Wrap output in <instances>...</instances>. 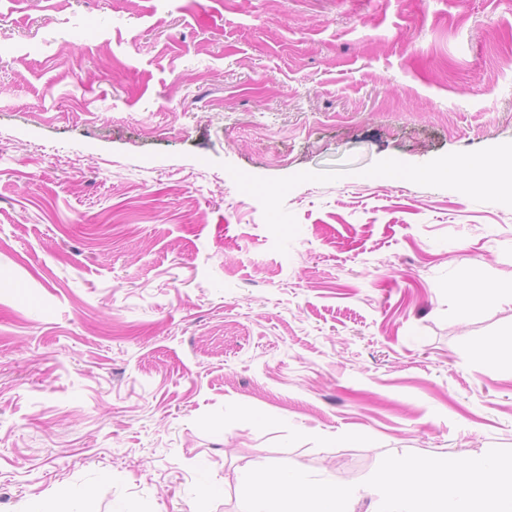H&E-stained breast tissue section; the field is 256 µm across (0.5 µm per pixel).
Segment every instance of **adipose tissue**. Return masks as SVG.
Instances as JSON below:
<instances>
[{
    "label": "adipose tissue",
    "mask_w": 512,
    "mask_h": 512,
    "mask_svg": "<svg viewBox=\"0 0 512 512\" xmlns=\"http://www.w3.org/2000/svg\"><path fill=\"white\" fill-rule=\"evenodd\" d=\"M495 468L491 456L468 457L459 461L454 479L446 483L435 464L417 470L391 460L368 491L377 496L379 512H512V481L489 480ZM245 479L271 490L270 495L254 497L249 512H298L297 505L304 499L318 502L319 512H340L345 497L336 487L314 482L283 465L257 467Z\"/></svg>",
    "instance_id": "obj_1"
}]
</instances>
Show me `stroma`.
<instances>
[{
  "instance_id": "35a3bbf8",
  "label": "stroma",
  "mask_w": 512,
  "mask_h": 512,
  "mask_svg": "<svg viewBox=\"0 0 512 512\" xmlns=\"http://www.w3.org/2000/svg\"><path fill=\"white\" fill-rule=\"evenodd\" d=\"M509 151L512 0H0V512L511 469ZM502 163H508L512 166V154L508 153L505 155H485L480 156L477 159L466 160L463 168L469 170L479 171L484 174L490 175L495 173V169Z\"/></svg>"
}]
</instances>
